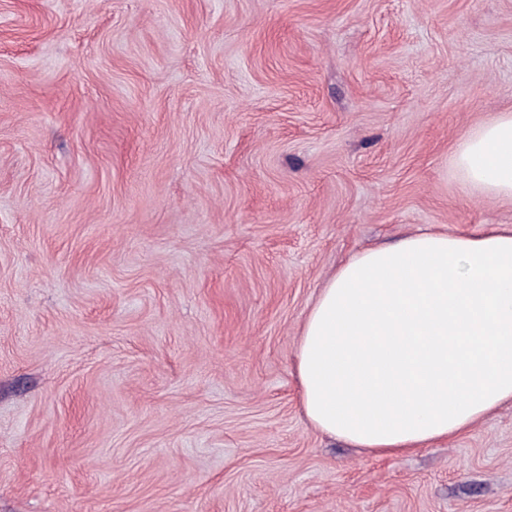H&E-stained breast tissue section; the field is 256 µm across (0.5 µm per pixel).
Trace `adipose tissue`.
Wrapping results in <instances>:
<instances>
[{
    "label": "adipose tissue",
    "instance_id": "obj_1",
    "mask_svg": "<svg viewBox=\"0 0 512 512\" xmlns=\"http://www.w3.org/2000/svg\"><path fill=\"white\" fill-rule=\"evenodd\" d=\"M454 162L473 191L512 198V113L470 131ZM293 365L310 424L375 453L512 403V225L424 228L353 254L308 311Z\"/></svg>",
    "mask_w": 512,
    "mask_h": 512
}]
</instances>
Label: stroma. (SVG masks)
Instances as JSON below:
<instances>
[{"label":"stroma","instance_id":"1","mask_svg":"<svg viewBox=\"0 0 512 512\" xmlns=\"http://www.w3.org/2000/svg\"><path fill=\"white\" fill-rule=\"evenodd\" d=\"M511 111L512 0H0V512H512V405L369 453L292 367L352 254L512 225ZM454 162L473 191L512 198V113L502 112L470 131L458 145Z\"/></svg>","mask_w":512,"mask_h":512}]
</instances>
